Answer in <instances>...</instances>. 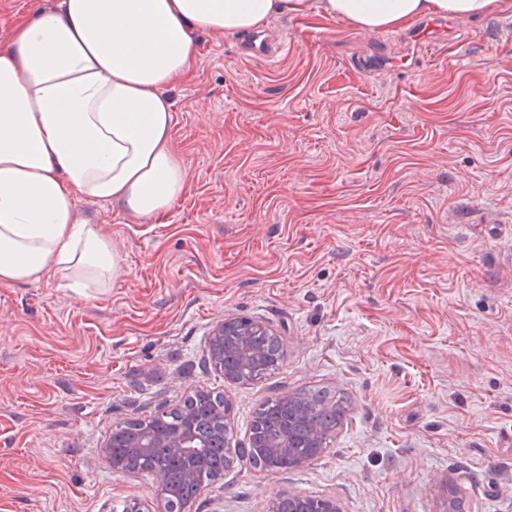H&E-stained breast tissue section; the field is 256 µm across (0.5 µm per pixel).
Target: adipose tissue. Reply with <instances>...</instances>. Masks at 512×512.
Returning a JSON list of instances; mask_svg holds the SVG:
<instances>
[{
	"label": "adipose tissue",
	"instance_id": "ef3b65f1",
	"mask_svg": "<svg viewBox=\"0 0 512 512\" xmlns=\"http://www.w3.org/2000/svg\"><path fill=\"white\" fill-rule=\"evenodd\" d=\"M512 0H322L378 32L433 14L473 18ZM308 0H58L0 43V284L109 287L120 258L78 199L150 219L188 183L165 90L195 72V35L238 34Z\"/></svg>",
	"mask_w": 512,
	"mask_h": 512
}]
</instances>
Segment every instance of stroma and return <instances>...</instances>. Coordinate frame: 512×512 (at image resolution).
I'll return each instance as SVG.
<instances>
[{
	"instance_id": "stroma-1",
	"label": "stroma",
	"mask_w": 512,
	"mask_h": 512,
	"mask_svg": "<svg viewBox=\"0 0 512 512\" xmlns=\"http://www.w3.org/2000/svg\"><path fill=\"white\" fill-rule=\"evenodd\" d=\"M273 18L288 49L196 35L167 90L185 193L143 221L79 199L112 238L111 288L0 284V512H165L156 479L99 450L114 422L200 386L232 403L326 388L351 409L325 452L268 472L235 459L190 512H271L282 494L343 512H512V8L458 18L417 58L404 30ZM387 72L354 69L374 52ZM261 321L285 347L251 385L207 363L211 330Z\"/></svg>"
}]
</instances>
